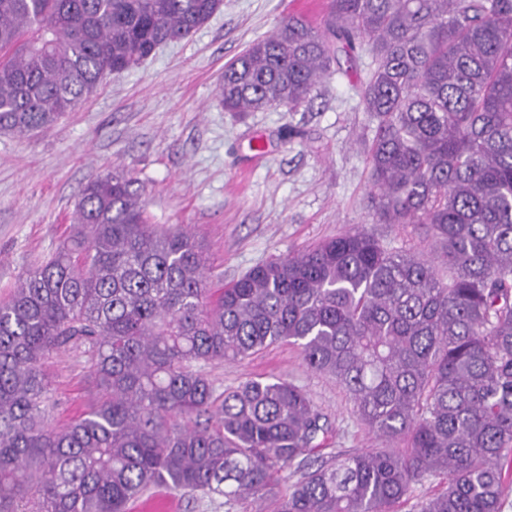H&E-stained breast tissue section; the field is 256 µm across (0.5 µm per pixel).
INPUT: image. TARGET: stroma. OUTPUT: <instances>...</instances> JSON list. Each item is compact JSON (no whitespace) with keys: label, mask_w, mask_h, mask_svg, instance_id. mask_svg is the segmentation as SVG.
Wrapping results in <instances>:
<instances>
[{"label":"stroma","mask_w":512,"mask_h":512,"mask_svg":"<svg viewBox=\"0 0 512 512\" xmlns=\"http://www.w3.org/2000/svg\"><path fill=\"white\" fill-rule=\"evenodd\" d=\"M298 11L295 0H224L190 38L108 79L44 131L0 134V299L27 268L56 252L86 181L117 167L135 177L151 223L188 224L204 239L216 288L361 225L375 229L388 249H427L422 226L377 223L369 203L362 137L370 123L357 94L362 68L337 73L296 112H227L218 104L225 64ZM45 371L54 419L93 401L78 351H58ZM206 371L222 389L256 375L301 386L331 424L327 452L381 446L349 395L306 369L293 346Z\"/></svg>","instance_id":"obj_1"}]
</instances>
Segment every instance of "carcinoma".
Listing matches in <instances>:
<instances>
[{
    "mask_svg": "<svg viewBox=\"0 0 512 512\" xmlns=\"http://www.w3.org/2000/svg\"><path fill=\"white\" fill-rule=\"evenodd\" d=\"M224 0H0V133L34 134L189 38ZM359 101L379 224L210 287L207 247L149 222L136 179L83 186L69 238L0 302V512H125L151 487L275 512H503L512 479V0H329L224 65L226 112H297L340 55ZM448 271L443 279L438 267ZM286 343L331 376L384 449L320 454L331 427L276 376L219 390L204 370ZM78 349L94 403L62 423L45 364ZM407 451L389 450L397 441Z\"/></svg>",
    "mask_w": 512,
    "mask_h": 512,
    "instance_id": "1",
    "label": "carcinoma"
}]
</instances>
